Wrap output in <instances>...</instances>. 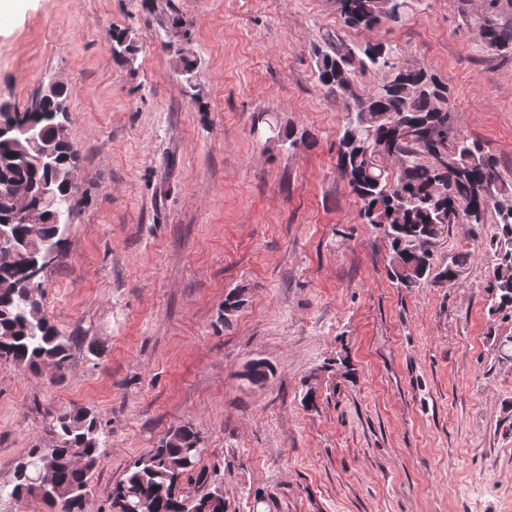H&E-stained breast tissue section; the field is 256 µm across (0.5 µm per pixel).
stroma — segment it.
<instances>
[{
	"label": "stroma",
	"mask_w": 512,
	"mask_h": 512,
	"mask_svg": "<svg viewBox=\"0 0 512 512\" xmlns=\"http://www.w3.org/2000/svg\"><path fill=\"white\" fill-rule=\"evenodd\" d=\"M468 0H407L400 23L351 29L337 0H14L0 13V103L62 80L84 197L43 273L42 303L78 337L63 378L0 366V486L50 447L49 412L90 408L106 445L90 512L177 426L203 437L227 512H512V312L489 313L496 227L453 224L455 284L389 276L337 168L346 118L316 57L327 35L383 42L448 86L462 134L512 182V58L490 55ZM193 21L198 98L166 32ZM139 40L133 67L112 32ZM272 118L293 132L257 138ZM245 294L222 322L224 296ZM267 381L249 383L251 360ZM313 392V404L303 397Z\"/></svg>",
	"instance_id": "35a3bbf8"
}]
</instances>
